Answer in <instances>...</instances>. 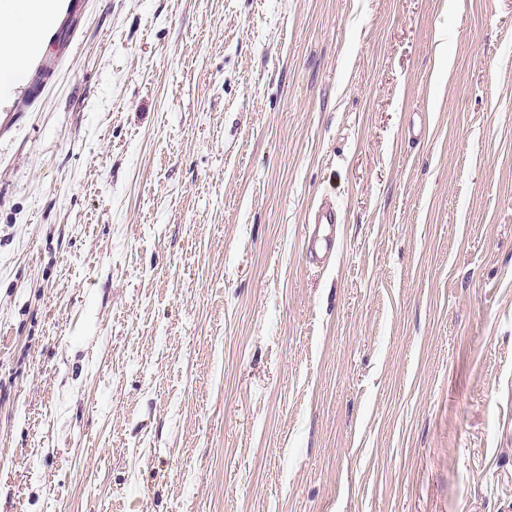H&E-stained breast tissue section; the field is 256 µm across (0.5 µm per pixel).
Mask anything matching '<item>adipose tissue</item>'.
<instances>
[{
	"label": "adipose tissue",
	"instance_id": "1",
	"mask_svg": "<svg viewBox=\"0 0 512 512\" xmlns=\"http://www.w3.org/2000/svg\"><path fill=\"white\" fill-rule=\"evenodd\" d=\"M54 16V0H0V89L41 52Z\"/></svg>",
	"mask_w": 512,
	"mask_h": 512
}]
</instances>
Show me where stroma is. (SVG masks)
Returning a JSON list of instances; mask_svg holds the SVG:
<instances>
[{
	"instance_id": "obj_1",
	"label": "stroma",
	"mask_w": 512,
	"mask_h": 512,
	"mask_svg": "<svg viewBox=\"0 0 512 512\" xmlns=\"http://www.w3.org/2000/svg\"><path fill=\"white\" fill-rule=\"evenodd\" d=\"M43 40L0 512H512V0H60ZM308 223L313 225L307 240L312 257L327 258L332 255L336 247V224L342 223V215L336 204L321 201L315 205Z\"/></svg>"
}]
</instances>
